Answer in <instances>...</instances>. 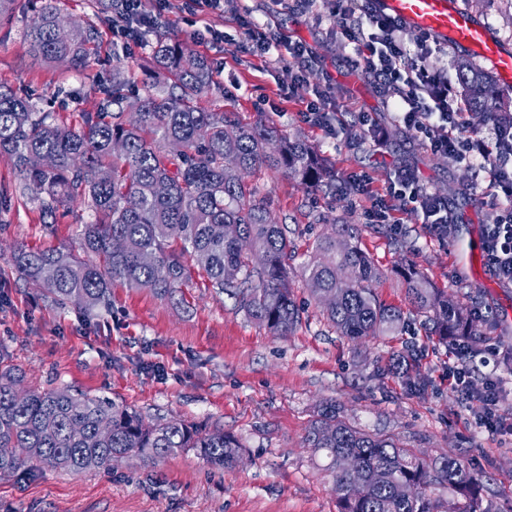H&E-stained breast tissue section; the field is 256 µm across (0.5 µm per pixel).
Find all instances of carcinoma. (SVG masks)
Segmentation results:
<instances>
[{
	"instance_id": "obj_1",
	"label": "carcinoma",
	"mask_w": 512,
	"mask_h": 512,
	"mask_svg": "<svg viewBox=\"0 0 512 512\" xmlns=\"http://www.w3.org/2000/svg\"><path fill=\"white\" fill-rule=\"evenodd\" d=\"M60 8L46 0L30 22L34 54L87 68L91 30L73 22L57 33ZM172 88L167 95L132 89L120 68L99 88L100 111L82 113L78 125L38 112L27 98L0 84V157L10 160L39 204L45 221L79 202L94 219L80 225L85 260L61 248H15L9 260L18 275L57 304L78 302L87 310L109 309L116 281L171 298L189 278L186 260L199 265L211 286L235 299L245 314L280 337L302 322L290 283L295 246L267 200L248 177L261 169L296 180L304 189L333 187L334 175L301 138L261 121L242 124L230 112H212L198 98L214 85L208 60L160 38L148 44ZM457 79L470 109L485 117L500 112L494 76L468 57L457 62ZM119 106L118 112L110 110ZM130 117H124V114ZM35 155L50 159L45 167ZM358 224H334L317 238L303 266L310 294L323 316L353 342L391 335L401 311L374 292L379 272L361 249ZM155 257L144 265L143 253ZM416 309L442 339L484 341L472 309L448 297L419 272H403ZM336 294L333 304L325 294ZM22 374L0 356V473L30 468L63 471L112 469V454L130 452L145 462L193 450L207 464L236 466L239 439L224 431L205 433L182 420L148 422L137 411L104 398L57 390L15 398ZM80 427L81 439L71 433ZM305 442L328 460L338 512H486L481 476L452 454L418 455L391 436L351 424L334 401L318 407ZM446 488L445 502L435 491Z\"/></svg>"
}]
</instances>
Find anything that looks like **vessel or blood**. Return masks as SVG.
Segmentation results:
<instances>
[{
    "instance_id": "b4317fda",
    "label": "vessel or blood",
    "mask_w": 512,
    "mask_h": 512,
    "mask_svg": "<svg viewBox=\"0 0 512 512\" xmlns=\"http://www.w3.org/2000/svg\"><path fill=\"white\" fill-rule=\"evenodd\" d=\"M376 8L437 41L467 51L490 65L504 85L512 86V50L485 24L459 8L456 0H377Z\"/></svg>"
}]
</instances>
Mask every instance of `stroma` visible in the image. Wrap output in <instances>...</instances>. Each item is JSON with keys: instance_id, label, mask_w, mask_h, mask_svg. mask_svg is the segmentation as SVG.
<instances>
[{"instance_id": "obj_1", "label": "stroma", "mask_w": 512, "mask_h": 512, "mask_svg": "<svg viewBox=\"0 0 512 512\" xmlns=\"http://www.w3.org/2000/svg\"><path fill=\"white\" fill-rule=\"evenodd\" d=\"M43 0H21L0 23V83L31 95L37 106L77 123L97 111L98 88L112 79L116 63L139 88L165 92L148 45L125 47L113 40L111 0H59L64 20H76L97 36L90 68L34 59L25 34ZM461 9L512 46V15L496 0H460ZM322 21L276 6L273 0H228L223 15L200 19L171 0L149 41L164 37L206 57L216 83L201 106L232 112L244 123L263 120L315 146L336 174L337 190L308 193L297 182L265 171L253 182L286 224L298 247L292 278L303 307L301 326L279 338L250 319L234 300L212 288L199 270L173 298L123 283L112 287V309L89 313L57 305L19 277L9 262L13 247L76 245L77 230L92 218L84 205L60 210L43 223L37 203L21 189L11 163L0 158V353L25 373V388L82 392L137 410L152 422L179 419L202 430L238 437L242 462L231 470L207 465L194 452L155 464L125 459L109 471L36 469L0 476V512H337L333 478L323 457L304 443L320 403H342L349 420L398 437L428 457L455 453L483 473L482 498L489 512H512V436L488 433L477 419L478 402H465L448 382L453 355L428 334L423 314L411 303L401 267L411 265L453 299L481 309L485 341L471 366V387L481 390L490 373L504 389L501 408L512 414V364L494 351L512 344V286L499 283L485 261L474 270L455 258L458 238L477 235L492 202L487 181H475L465 164L422 149L397 127L388 131L385 153L362 144L350 123L360 112L381 121L382 98L349 73L351 50L337 37L340 15L322 0ZM253 20L306 42L313 61L296 76L287 50L253 56L240 26ZM228 41L212 39L211 29ZM330 96L317 101L316 87ZM335 113L333 134L302 117L307 105ZM418 169L430 191L450 197L461 217L453 237L430 234L421 213L402 214L400 229L365 215L363 195L349 188L352 174L386 189L397 167ZM362 227V247L381 271L374 289L404 315L402 330L357 344L339 336L310 297L302 276L312 244L335 223ZM412 351L422 388L395 374L397 354Z\"/></svg>"}]
</instances>
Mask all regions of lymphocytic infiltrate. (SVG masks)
I'll list each match as a JSON object with an SVG mask.
<instances>
[{
  "instance_id": "obj_1",
  "label": "lymphocytic infiltrate",
  "mask_w": 512,
  "mask_h": 512,
  "mask_svg": "<svg viewBox=\"0 0 512 512\" xmlns=\"http://www.w3.org/2000/svg\"><path fill=\"white\" fill-rule=\"evenodd\" d=\"M117 18L112 32L134 44L153 28L161 13L156 0H115ZM344 19L340 36L351 44L352 73H364L374 84L393 121L404 128L427 151L473 166L476 176H488L498 206L492 207L482 226L483 253L499 282L512 285V119H487L482 130L469 131L463 120V102L448 82V74L431 69L428 34H413L397 18L382 14L372 0H336ZM243 29L254 54L263 56L273 46L286 45L297 69L308 67L312 55L306 43L284 41L274 31L244 22ZM355 188L364 195L374 222L386 224L394 212L413 208L421 212L430 233L447 238L458 216L448 199L428 190L416 171L398 170L386 193L371 188L359 178ZM457 358L448 377L465 399L478 401L481 425L493 434L512 435V417L502 413L500 380L491 375L480 393L470 387L467 362L475 353L465 343L452 342Z\"/></svg>"
}]
</instances>
